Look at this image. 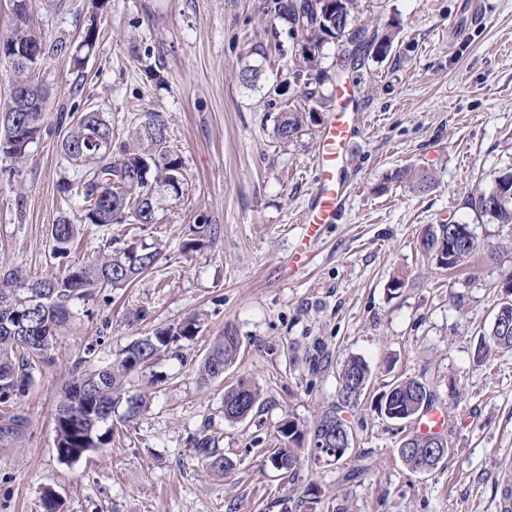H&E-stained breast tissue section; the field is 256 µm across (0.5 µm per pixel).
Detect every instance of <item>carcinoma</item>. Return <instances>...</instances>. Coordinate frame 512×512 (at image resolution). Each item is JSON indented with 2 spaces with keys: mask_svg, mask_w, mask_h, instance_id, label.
I'll use <instances>...</instances> for the list:
<instances>
[{
  "mask_svg": "<svg viewBox=\"0 0 512 512\" xmlns=\"http://www.w3.org/2000/svg\"><path fill=\"white\" fill-rule=\"evenodd\" d=\"M24 0H13L15 28L23 29L34 49L46 54L47 46L35 29L31 7ZM355 0H274L270 12L288 23L289 32L307 41L303 59L313 63L322 46L329 41L347 43L353 49H344L346 59H357L363 48L370 46L375 55L384 57L394 42L391 34L375 44H367L366 28L350 27ZM97 24L90 21L79 50L72 55L76 67H81L80 49L93 47ZM12 82L17 85L36 82V74L23 65L10 68ZM29 111L16 113V123L0 125V156L20 163L40 137L46 108L40 104L27 105ZM71 126L61 145L64 157L82 167L77 187L60 184L61 192L78 198L84 221L111 229L120 224H155L161 199L181 201L187 179L179 156L169 145L168 124L160 112H143L133 120L130 141L113 145L112 124L97 110L76 116L59 114V123ZM303 113L283 112L275 129L281 140L298 134ZM393 179L418 190L428 188L432 181L429 171L403 167L395 171ZM483 215L498 224H512V176L496 181L488 193L472 201ZM76 225L62 217L51 225L52 253L62 257L76 237ZM448 236V225L430 227L420 239L423 253L438 260L437 248L441 237ZM481 251L480 244L461 246L452 251L447 270L467 266ZM160 252L152 244L119 245V238L109 237L100 256L80 265H68L32 280L20 266L0 268V383L12 388V395L0 393V441L21 433L27 418L16 407L33 380L36 362L43 361L44 350L51 349L62 329L70 320L69 303L85 300L96 291L106 288H124L153 269ZM198 332L196 320L190 318L174 329L140 336L127 345L114 360L94 364L96 348H87V357L79 360L72 370V380L56 410L55 433L57 454L81 458L97 448L112 442L113 427L105 426L112 412L125 403L123 420H133L143 409L144 399L139 395L124 397V382L128 377L152 366L160 353L176 337L191 338ZM240 341L233 329H225L206 353L198 372L201 383L207 385L224 377V370L237 359ZM512 350V327L493 324L481 332L475 356L481 360L494 350ZM371 375L368 364L358 358L349 359L339 374L337 402L324 411L310 429V444L318 445L316 438L326 434L341 437L349 432L342 408L357 403L367 387ZM259 395L255 388L240 381L224 391V418L241 421L254 410ZM435 404V393L430 386L415 378L397 381L389 396L380 399L377 410L388 412L394 418L414 420L419 413ZM280 447L268 457L273 469L284 474H296L300 465L297 450L305 434L291 420L278 428ZM200 456L208 464L227 472L233 461L217 453L209 438L195 443Z\"/></svg>",
  "mask_w": 512,
  "mask_h": 512,
  "instance_id": "obj_1",
  "label": "carcinoma"
}]
</instances>
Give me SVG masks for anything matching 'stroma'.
<instances>
[{"mask_svg":"<svg viewBox=\"0 0 512 512\" xmlns=\"http://www.w3.org/2000/svg\"><path fill=\"white\" fill-rule=\"evenodd\" d=\"M46 44L39 80L50 98L40 138L23 165L0 157V267L34 277L100 253L104 231L85 223L60 193L80 170L61 152L57 117L101 110L115 140L135 114L163 113L187 178L184 203L164 206L149 226L127 225L122 242L156 243V268L130 287L70 303L72 318L38 365L19 408L25 432L0 446V512H504L500 474L512 469V351L476 360L501 286L512 281V224H497L471 199L512 174V0H358V23L395 33L385 59L344 70L356 94V144L341 181L337 223L326 225L312 262L288 276L302 215L314 193L313 166L331 112L313 111L298 137L279 140L274 119L310 109L307 93L332 99L341 49L326 43L302 69V43L272 20L271 0H32ZM98 36L83 69L71 56L89 18ZM259 69L255 84L242 79ZM311 110V109H310ZM428 170L413 190L392 173ZM78 226L68 257L51 255L60 217ZM459 222L483 244L476 274H448L423 257L430 226ZM208 232L196 236L193 227ZM404 285L392 290L393 278ZM153 312L130 325L135 306ZM198 333L178 339L153 368L133 375L144 411L116 426L111 447L74 462L55 449L61 391L89 343L116 357L132 340L188 318ZM241 353L223 380L205 385L199 364L225 327ZM358 356L371 370L359 402L345 410L353 440L337 462L302 455L296 476L266 461L278 427H312L337 400L338 374ZM434 390L448 416L447 458L425 474L397 448L410 422L381 416L378 398L398 379ZM255 384L248 418H224V387ZM209 437L234 462L206 466L193 442ZM365 471L352 481L355 466ZM317 497L308 500L307 489Z\"/></svg>","mask_w":512,"mask_h":512,"instance_id":"1","label":"stroma"}]
</instances>
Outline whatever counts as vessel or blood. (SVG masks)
<instances>
[{
	"label": "vessel or blood",
	"mask_w": 512,
	"mask_h": 512,
	"mask_svg": "<svg viewBox=\"0 0 512 512\" xmlns=\"http://www.w3.org/2000/svg\"><path fill=\"white\" fill-rule=\"evenodd\" d=\"M340 109L326 124L319 137V151L315 162L318 171L317 186L305 211L300 241L301 248L295 255V269H304L310 258L308 247L319 237L327 224L337 223L341 217L343 195L339 179L340 165L355 136V113L350 108L351 93L348 87L336 90Z\"/></svg>",
	"instance_id": "obj_1"
}]
</instances>
